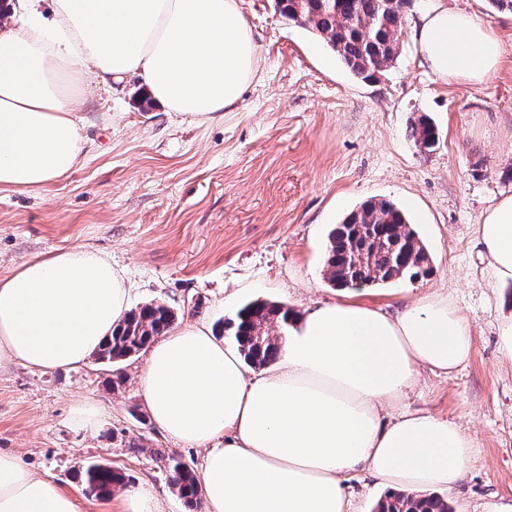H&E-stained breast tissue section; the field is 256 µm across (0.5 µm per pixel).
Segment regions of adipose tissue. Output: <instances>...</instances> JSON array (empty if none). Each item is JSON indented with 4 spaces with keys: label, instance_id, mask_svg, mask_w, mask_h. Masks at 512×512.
I'll return each mask as SVG.
<instances>
[{
    "label": "adipose tissue",
    "instance_id": "1",
    "mask_svg": "<svg viewBox=\"0 0 512 512\" xmlns=\"http://www.w3.org/2000/svg\"><path fill=\"white\" fill-rule=\"evenodd\" d=\"M0 28V190L33 192L83 161L85 123L76 90L88 77L139 76L166 111L200 121L232 111L260 73L239 0H7ZM439 78L479 83L502 46L472 15L444 6L414 28ZM497 279L512 283V196L478 224ZM125 278L102 253L63 249L0 278V369L84 364L129 310ZM474 351L471 327L430 294L395 313L344 297L304 310L282 358L257 375L205 327L155 340L140 387L157 428L205 449L203 512H350L345 482L362 472L387 490H452L471 456L469 435L448 419L383 405ZM0 512H78L70 494L0 453ZM102 512H160L145 483L112 493Z\"/></svg>",
    "mask_w": 512,
    "mask_h": 512
}]
</instances>
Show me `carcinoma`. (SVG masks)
<instances>
[{
  "instance_id": "carcinoma-1",
  "label": "carcinoma",
  "mask_w": 512,
  "mask_h": 512,
  "mask_svg": "<svg viewBox=\"0 0 512 512\" xmlns=\"http://www.w3.org/2000/svg\"><path fill=\"white\" fill-rule=\"evenodd\" d=\"M412 0H275L289 20L326 40L343 66L356 78L370 81L399 55V38ZM414 145L433 151L440 144L434 121L421 115L407 127ZM327 279L336 288L375 285L395 280L415 281L430 275L429 255L405 211L387 198H372L351 210L334 225L326 246ZM174 309L150 302L130 310L112 329V336L96 353L100 362L119 363L148 347L173 328ZM294 313L274 303L255 301L234 317L215 324L219 335L231 336L244 361L255 369L277 361L283 336L270 333L273 325L288 328ZM84 493L102 497L125 476L112 467L81 466ZM169 484L190 512H201L200 478L180 460L168 457ZM376 512H452L448 501L434 493L395 491L377 504Z\"/></svg>"
}]
</instances>
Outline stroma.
<instances>
[{"label":"stroma","mask_w":512,"mask_h":512,"mask_svg":"<svg viewBox=\"0 0 512 512\" xmlns=\"http://www.w3.org/2000/svg\"><path fill=\"white\" fill-rule=\"evenodd\" d=\"M475 15L499 37L497 70L480 83L444 80L426 67L413 38L439 5ZM261 73L234 111L198 121L142 109L138 77L87 80L77 113L89 151L66 178L36 193L0 192V278L21 263L86 246L107 255L131 288V304L163 302L178 323L214 327L243 305L275 301L302 312L341 298L325 277L327 234L358 204L385 197L403 207L432 259L417 281L368 286L387 312L425 294L448 297L468 319L474 353L452 373L421 370L417 384L383 416L428 412L473 439L465 476L447 497L454 512H488L512 500V360L499 324L512 312V285L491 274L475 235L484 211L512 195V15L489 0H413L402 51L377 80L363 82L274 0H241ZM426 114L441 133L431 152L406 136ZM146 355L71 369L21 363L0 370V452L71 494L79 512H100L76 470L112 466L130 484H153L162 512H185L166 459L199 468L203 451L166 437L138 386ZM79 406H99L95 428L77 425Z\"/></svg>","instance_id":"1"}]
</instances>
